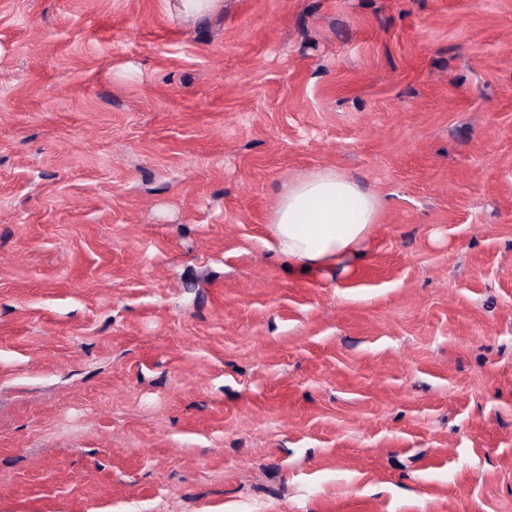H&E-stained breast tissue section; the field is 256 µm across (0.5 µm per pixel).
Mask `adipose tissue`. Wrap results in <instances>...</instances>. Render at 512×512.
<instances>
[{
  "instance_id": "1",
  "label": "adipose tissue",
  "mask_w": 512,
  "mask_h": 512,
  "mask_svg": "<svg viewBox=\"0 0 512 512\" xmlns=\"http://www.w3.org/2000/svg\"><path fill=\"white\" fill-rule=\"evenodd\" d=\"M379 214L372 194L332 169L291 183L270 220V240L295 271L347 269L362 256Z\"/></svg>"
}]
</instances>
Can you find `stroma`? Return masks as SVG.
<instances>
[{
    "mask_svg": "<svg viewBox=\"0 0 512 512\" xmlns=\"http://www.w3.org/2000/svg\"><path fill=\"white\" fill-rule=\"evenodd\" d=\"M0 512H512V0H0ZM222 4V0H174L171 1V8L184 24L189 25ZM379 209L376 197L347 177L315 170L280 197L268 224L270 240L299 273L346 270L371 240Z\"/></svg>",
    "mask_w": 512,
    "mask_h": 512,
    "instance_id": "1",
    "label": "stroma"
}]
</instances>
